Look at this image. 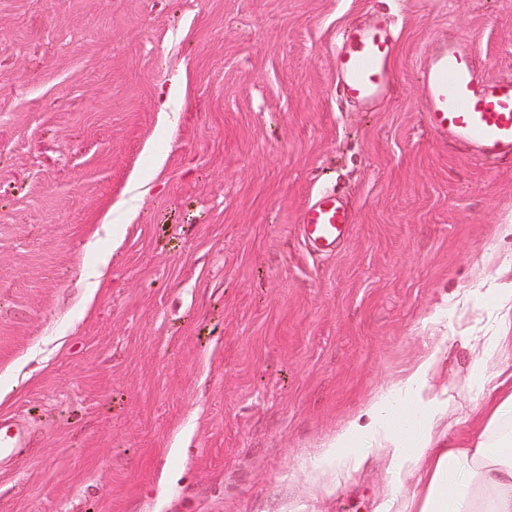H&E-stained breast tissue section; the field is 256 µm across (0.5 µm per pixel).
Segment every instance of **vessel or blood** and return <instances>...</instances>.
<instances>
[{
    "instance_id": "1",
    "label": "vessel or blood",
    "mask_w": 512,
    "mask_h": 512,
    "mask_svg": "<svg viewBox=\"0 0 512 512\" xmlns=\"http://www.w3.org/2000/svg\"><path fill=\"white\" fill-rule=\"evenodd\" d=\"M395 51L387 25L344 29L335 56L346 98L368 108L383 103ZM419 74L425 122L438 140L465 145L484 164L512 157V76H488L475 47L465 41L425 54ZM354 222L353 210L333 191L308 202L299 220L305 243L322 254L335 253Z\"/></svg>"
}]
</instances>
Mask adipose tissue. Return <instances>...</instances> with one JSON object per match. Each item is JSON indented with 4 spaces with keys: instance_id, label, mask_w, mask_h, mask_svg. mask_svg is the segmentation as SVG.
I'll return each instance as SVG.
<instances>
[{
    "instance_id": "1",
    "label": "adipose tissue",
    "mask_w": 512,
    "mask_h": 512,
    "mask_svg": "<svg viewBox=\"0 0 512 512\" xmlns=\"http://www.w3.org/2000/svg\"><path fill=\"white\" fill-rule=\"evenodd\" d=\"M498 315V331L478 350L473 369L485 392L475 428L465 443H442L431 433L443 412L426 400V360L399 387L373 400L366 423L352 422L327 448L386 442L393 448L397 474L413 480L415 490L399 512H512V371H488L494 357L512 349V287L486 293Z\"/></svg>"
}]
</instances>
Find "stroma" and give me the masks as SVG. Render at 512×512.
I'll return each instance as SVG.
<instances>
[{
    "instance_id": "stroma-1",
    "label": "stroma",
    "mask_w": 512,
    "mask_h": 512,
    "mask_svg": "<svg viewBox=\"0 0 512 512\" xmlns=\"http://www.w3.org/2000/svg\"><path fill=\"white\" fill-rule=\"evenodd\" d=\"M381 20L369 112L335 52ZM451 40L512 74V0H0V419L29 435L0 512H398L390 449L326 446L430 356L436 434L464 436L498 328L473 293L512 264V157L425 124ZM333 189L356 222L321 255L299 217ZM336 47V75L349 100L368 108L383 103L393 76L396 42L386 24L345 28ZM111 256V253L108 252L101 255L92 271L87 275L86 292L84 297V308L86 310L92 308L95 302L102 279L105 276V271L111 262Z\"/></svg>"
}]
</instances>
